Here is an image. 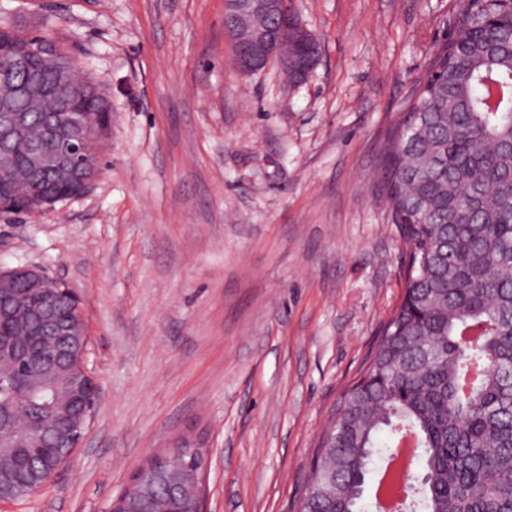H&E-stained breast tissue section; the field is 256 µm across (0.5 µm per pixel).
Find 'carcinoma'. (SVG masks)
Wrapping results in <instances>:
<instances>
[{
    "label": "carcinoma",
    "mask_w": 512,
    "mask_h": 512,
    "mask_svg": "<svg viewBox=\"0 0 512 512\" xmlns=\"http://www.w3.org/2000/svg\"><path fill=\"white\" fill-rule=\"evenodd\" d=\"M485 0H461L447 42L400 113L382 155L380 187L400 226L404 295L380 340L346 389L314 457L301 512H361L368 463L396 452L409 434L419 471L406 512H512V18L485 23ZM11 96L40 142L55 119L53 89L39 67L6 72ZM11 174L0 192L13 213L30 208L28 144L0 140ZM65 448L0 447V469L23 482L21 458L46 463ZM196 475L169 496L162 481L137 512L180 510L196 497Z\"/></svg>",
    "instance_id": "carcinoma-1"
}]
</instances>
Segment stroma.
Masks as SVG:
<instances>
[{"instance_id": "35a3bbf8", "label": "stroma", "mask_w": 512, "mask_h": 512, "mask_svg": "<svg viewBox=\"0 0 512 512\" xmlns=\"http://www.w3.org/2000/svg\"><path fill=\"white\" fill-rule=\"evenodd\" d=\"M291 6L322 49L296 87L237 71L224 0H0V26L63 42L112 106L88 192L0 212V268L78 293L101 393L81 447L0 512H107L184 435L209 449L211 512H298L402 295L380 152L459 0ZM158 456L159 454L150 457L140 469L133 473L124 489L112 498L107 512H127V500L139 494L142 488L153 483L154 480L147 479L145 474L150 463H158L156 460Z\"/></svg>"}]
</instances>
